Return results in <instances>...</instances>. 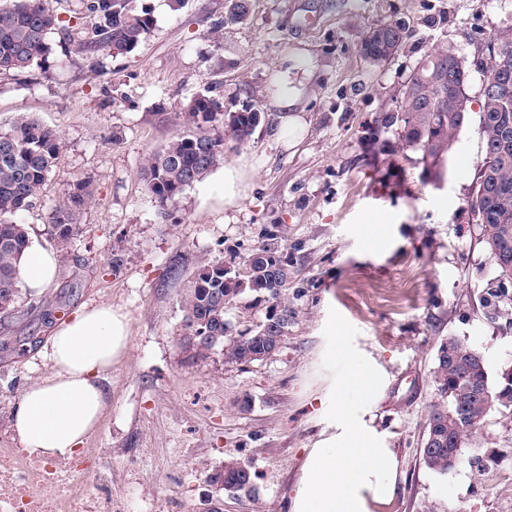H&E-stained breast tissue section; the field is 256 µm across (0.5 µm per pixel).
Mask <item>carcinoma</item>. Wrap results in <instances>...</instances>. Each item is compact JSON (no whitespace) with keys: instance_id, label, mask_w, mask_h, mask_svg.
<instances>
[{"instance_id":"carcinoma-1","label":"carcinoma","mask_w":512,"mask_h":512,"mask_svg":"<svg viewBox=\"0 0 512 512\" xmlns=\"http://www.w3.org/2000/svg\"><path fill=\"white\" fill-rule=\"evenodd\" d=\"M153 30L148 10H137L133 0H83V11L63 20L45 7L44 0H3L0 3V73H21L45 62L51 52L48 36L54 32L71 37L79 32L76 50L92 55L117 56L132 52ZM440 67L463 89L467 70H458L457 60L445 48L425 56L413 70L401 96L397 112H385L369 138L377 143L393 129L400 149L421 153L425 172L441 178L435 144L454 143L466 113L443 109L430 112L429 101L439 96L441 86L429 79ZM497 69L512 72V41H502L489 52L486 76ZM221 104L206 95L191 100L187 128L169 139L148 158L143 179L148 193L161 209L177 204L180 196L226 162L224 134L245 142L250 139L264 115L240 112L237 126L224 125ZM480 134L484 157L476 187L468 207L482 225L483 241L498 240L508 234L512 242V107L502 105V96L489 89L482 92ZM62 147L59 134L43 125L29 112H17L9 128L0 132V310L7 311L20 291L19 262L29 243L25 226L18 218L32 208ZM93 179H80L68 196L47 216L50 233L60 246L67 245L80 232L79 214L93 199ZM277 236L253 248L237 265L222 260L207 261L197 267L182 295L185 333L181 350L189 360L208 358L211 350L235 364H251L267 359L274 336H287L294 311L288 308V289L296 271L288 264L275 243ZM263 294L272 300L265 321L236 336L225 339L228 330L226 305L244 291ZM484 315L490 322L512 320V296L502 289L482 290ZM477 350L455 336L442 340L436 351L434 380L447 404L433 405L424 440L440 436L444 448H421L422 459L432 471L445 475L457 467L482 472L480 457L464 458L462 444L473 437L488 416L484 406L473 401L464 409L460 423L448 424L446 411L453 406L454 392L460 390L471 371L472 380L496 396V410L512 415V368L503 369L490 382L486 365L475 358ZM250 467L232 464L224 471V484L236 492L254 490Z\"/></svg>"}]
</instances>
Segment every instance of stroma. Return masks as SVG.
<instances>
[{
	"label": "stroma",
	"instance_id": "obj_1",
	"mask_svg": "<svg viewBox=\"0 0 512 512\" xmlns=\"http://www.w3.org/2000/svg\"><path fill=\"white\" fill-rule=\"evenodd\" d=\"M135 0L153 32L131 53L92 68L60 34L43 66L0 75V129L34 114L62 139L35 205L21 221L55 251V281L21 290L0 314V448L20 442L13 412L22 391L51 372L42 351L58 326L109 304L130 321L126 354L101 385L108 405L84 445L103 470L89 493L129 512H289L303 460L328 434L321 402L354 362L375 366L385 387L365 401V421L394 449L400 491L373 512H512V418L490 412L461 452L483 457L477 474L440 475L420 448L432 406L436 350L450 336L485 359L489 376L512 366V323L489 322L482 289L496 286L482 229L466 207L484 146L479 130L482 64L493 43L512 39V0ZM404 23L412 36L394 59L366 61L358 44L372 27ZM441 47L465 57L470 109L444 162L443 181L424 175L418 152L374 150L368 132L398 106L417 63ZM303 58L311 75L293 109L304 129L279 138L272 81L282 61ZM225 111L253 105L265 115L251 140L228 139L241 174L233 202L188 189L160 209L144 187L146 160L181 132L195 95ZM95 199L81 232L64 247L47 214L85 176ZM278 240L298 272L288 305L296 315L280 349L249 365L222 355L190 362L181 296L196 268L230 263ZM120 265H113V257ZM177 276H167L168 266ZM234 459L255 472L252 493L215 490V464Z\"/></svg>",
	"mask_w": 512,
	"mask_h": 512
}]
</instances>
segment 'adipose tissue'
<instances>
[{
  "label": "adipose tissue",
  "mask_w": 512,
  "mask_h": 512,
  "mask_svg": "<svg viewBox=\"0 0 512 512\" xmlns=\"http://www.w3.org/2000/svg\"><path fill=\"white\" fill-rule=\"evenodd\" d=\"M310 72L297 57L279 71L273 104L279 130L294 133L301 121L292 113ZM55 254L30 244L19 264L21 284L40 292L54 281ZM130 337L126 314L108 304L84 309L61 323L48 341L45 356L49 377L27 387L18 402L15 430L25 450L45 457L72 452L98 425L106 407L100 381L125 355ZM377 370L356 363L352 372L332 385L330 419L343 427L310 449L300 469L290 512H371L372 505L389 503L398 492V462L393 449L380 445L377 434L358 428L362 407L350 404V392L381 388Z\"/></svg>",
  "instance_id": "ef3b65f1"
}]
</instances>
